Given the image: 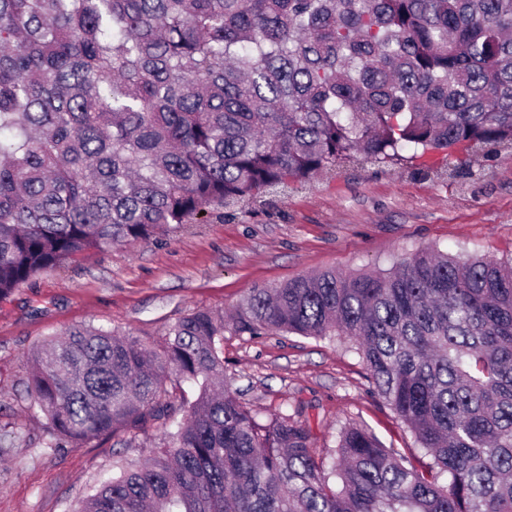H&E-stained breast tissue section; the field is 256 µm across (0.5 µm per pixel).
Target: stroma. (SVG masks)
Instances as JSON below:
<instances>
[{
    "mask_svg": "<svg viewBox=\"0 0 512 512\" xmlns=\"http://www.w3.org/2000/svg\"><path fill=\"white\" fill-rule=\"evenodd\" d=\"M427 247L512 257V149L476 157L470 173L455 177L420 175L408 164L344 166L234 218L203 213L175 232L41 271L0 302V421L20 435L0 458V512H72L88 488L159 444L155 423L45 450L48 421L27 390L31 354L45 340L74 327H108L155 348L180 317L233 312L249 289L328 269L384 270ZM224 375L259 419L302 414L320 455L333 454L350 423L409 457L423 456L371 393L359 356L340 342L228 332Z\"/></svg>",
    "mask_w": 512,
    "mask_h": 512,
    "instance_id": "stroma-1",
    "label": "stroma"
}]
</instances>
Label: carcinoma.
<instances>
[{
	"mask_svg": "<svg viewBox=\"0 0 512 512\" xmlns=\"http://www.w3.org/2000/svg\"><path fill=\"white\" fill-rule=\"evenodd\" d=\"M512 146V0H0V301L89 250L284 192L358 156L449 170ZM337 336L430 463L226 391L224 329ZM50 449L163 421L74 512H512V258L422 250L252 288L151 352L81 327L32 354ZM197 397L181 418L168 386Z\"/></svg>",
	"mask_w": 512,
	"mask_h": 512,
	"instance_id": "1",
	"label": "carcinoma"
}]
</instances>
